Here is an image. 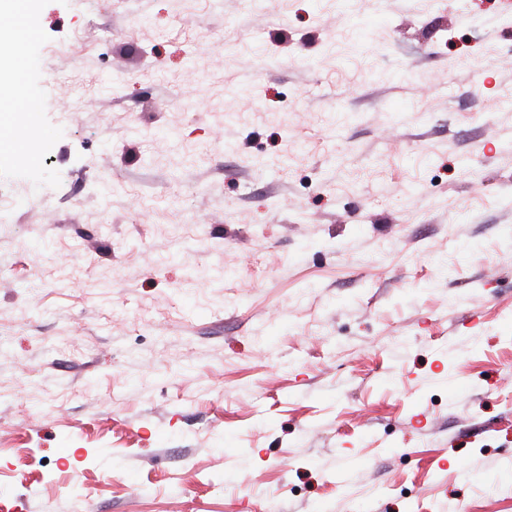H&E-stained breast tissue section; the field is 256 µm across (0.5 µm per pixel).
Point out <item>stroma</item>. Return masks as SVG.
<instances>
[{
  "label": "stroma",
  "mask_w": 512,
  "mask_h": 512,
  "mask_svg": "<svg viewBox=\"0 0 512 512\" xmlns=\"http://www.w3.org/2000/svg\"><path fill=\"white\" fill-rule=\"evenodd\" d=\"M33 3L0 512H512V0Z\"/></svg>",
  "instance_id": "stroma-1"
}]
</instances>
